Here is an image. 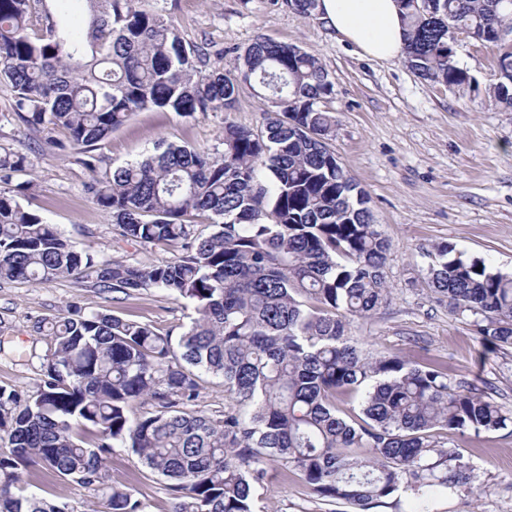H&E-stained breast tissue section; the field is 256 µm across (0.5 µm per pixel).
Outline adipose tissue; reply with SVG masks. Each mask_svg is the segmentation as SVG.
Returning <instances> with one entry per match:
<instances>
[{
  "label": "adipose tissue",
  "instance_id": "ef3b65f1",
  "mask_svg": "<svg viewBox=\"0 0 512 512\" xmlns=\"http://www.w3.org/2000/svg\"><path fill=\"white\" fill-rule=\"evenodd\" d=\"M318 11L329 28L374 60L399 58L404 27L397 0H319Z\"/></svg>",
  "mask_w": 512,
  "mask_h": 512
}]
</instances>
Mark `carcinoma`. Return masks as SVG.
Listing matches in <instances>:
<instances>
[{
	"mask_svg": "<svg viewBox=\"0 0 512 512\" xmlns=\"http://www.w3.org/2000/svg\"><path fill=\"white\" fill-rule=\"evenodd\" d=\"M45 2L0 0V84L12 88L19 120L63 128L59 147L91 171L93 151L136 112L228 111L242 83L263 108L257 133L224 124L220 152L168 144L86 183L123 240L171 248L170 260L99 264L16 200L27 183L0 189V281L93 277L126 295L163 290L195 313L175 338L103 312L55 322L37 389L0 387V512H68L18 487L29 465L92 491L109 512H146L103 467L115 447L169 481L173 512H257L273 470L354 512L398 509L401 491L425 497L467 480L435 431L506 429L512 411L451 383L436 362L367 356L349 336L354 320L386 303L390 245L329 146L333 82L320 60L258 36L235 75L212 65L224 49L184 38L150 0H85L73 27ZM287 4L318 16V0ZM399 4L408 67L458 93L472 78L448 54L450 40L497 44L512 31V0ZM487 95L512 112L511 53ZM26 172L25 156L0 151L1 185ZM201 218L207 235L195 232ZM439 253L429 286L452 312L473 316L488 350L512 346V274L448 244ZM205 375L224 385L228 408L196 409ZM355 396L359 411L340 414L337 402Z\"/></svg>",
	"mask_w": 512,
	"mask_h": 512,
	"instance_id": "1",
	"label": "carcinoma"
}]
</instances>
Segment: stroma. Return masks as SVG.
<instances>
[{"label":"stroma","instance_id":"stroma-1","mask_svg":"<svg viewBox=\"0 0 512 512\" xmlns=\"http://www.w3.org/2000/svg\"><path fill=\"white\" fill-rule=\"evenodd\" d=\"M185 37L224 48L218 65L235 72L238 55L256 36L299 46L315 55L334 82L326 100L337 118L330 143L341 166L368 194L377 224L390 242L384 267L389 288L376 315L354 321L351 333L366 353H392L441 363L452 382H465L499 405L512 408V347L485 351L472 318L449 310L425 281L438 246L450 244L512 272V112L487 104L485 88L498 67L494 44L460 39L458 65L473 79L463 94L428 82L404 59L365 57L324 21L305 18L284 0H158ZM261 101L241 85L232 112L193 119L174 113H135L98 151L99 171L135 161L166 140L216 150L225 121L247 128L261 122ZM66 133L0 123V148L26 156L30 186L20 204L56 225L97 261L116 258L157 262L172 258L162 247L132 246L117 236L111 214L84 190L91 173L72 150L58 149ZM107 312L180 332L192 310L183 300L149 289L133 295L106 293L93 279L41 284L0 282V386L32 390L42 377L51 323L68 311ZM445 447L467 468V483L436 494L430 512H512V428L459 435ZM113 480L128 486L147 512H171L166 480L150 473L128 448L105 456ZM27 493L66 503L70 512H102L92 492L46 471L20 470ZM269 512H344L342 504L313 499L293 476L273 473L266 492Z\"/></svg>","mask_w":512,"mask_h":512}]
</instances>
